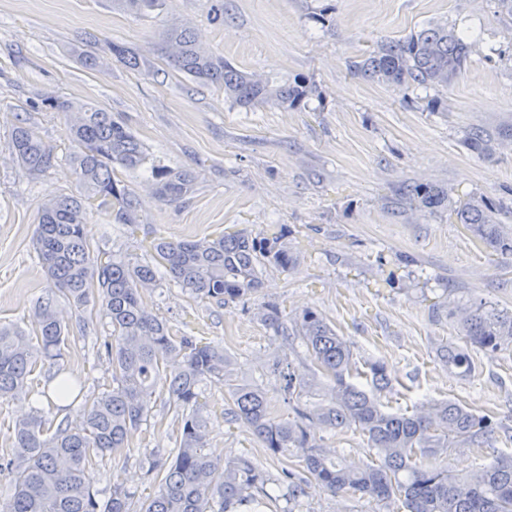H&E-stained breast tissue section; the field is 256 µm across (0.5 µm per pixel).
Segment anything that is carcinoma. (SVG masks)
I'll list each match as a JSON object with an SVG mask.
<instances>
[{
	"mask_svg": "<svg viewBox=\"0 0 512 512\" xmlns=\"http://www.w3.org/2000/svg\"><path fill=\"white\" fill-rule=\"evenodd\" d=\"M159 0H113L139 15L158 7ZM474 39L467 31L431 25L407 37L388 41L359 66L373 80L409 86H446L470 60ZM170 66L193 80L224 89V98L240 107L258 104L295 107L312 94L304 79L276 82L234 67L203 48L187 28L172 26L160 43ZM109 52L131 69L150 67L144 55L109 44ZM56 108L70 121L77 150L69 156L87 198L115 201V220L136 223L130 193L112 177L114 166L136 171L148 160L136 136L112 116L65 100ZM479 155L493 153L492 140L480 131L466 139ZM7 149L28 176L49 169L53 150L21 120ZM196 176L190 170L155 172L158 200L174 203L192 193ZM409 200L426 208L445 205L448 193L427 187L411 190ZM512 210V197L497 201L470 199L450 208V215L487 247L512 255V235L504 232L499 216ZM85 200L60 196L42 206L34 229V249L49 286L38 299L30 329L0 325V399L31 394L28 377L43 361L62 358L70 326L60 315L64 302L77 311L99 305L111 327L104 344L112 368V387L84 400L75 426L45 429L43 410L12 427L11 454L0 472L13 475V492L0 501V512H240L251 502L260 509L278 501L280 481L238 456L224 463L212 459L202 415L201 384L211 378L230 384L229 420L248 428L274 456L298 451L297 463L309 475L283 469L288 500L305 496L313 480L332 494L367 495L380 502L399 499L406 512H512V454L502 453L488 466L467 477L448 471L441 456L458 442L481 447L493 432L491 421L451 401L423 404L413 413L391 410L378 393L390 387L380 361L360 369L336 331L319 314L306 311L293 319L294 329L319 369L333 379L327 399L316 402L310 385L288 373L293 417L272 416L261 390L232 383L224 347L202 343L192 336L175 337L167 324L145 306L142 290L169 276L190 295L222 304L255 293L262 287L267 266L288 268L293 257L282 235L254 237L246 231L202 241L158 240L152 244V264H131L116 257L99 259L84 232ZM261 321L279 331L284 315L275 303L262 308ZM465 345L495 352L512 345V312L479 303L461 318ZM442 360L472 371L468 354L446 346ZM52 388L58 400H77V382L59 372ZM180 418L179 440L171 455H154L146 474L163 475L158 493L144 500L137 492L114 487L106 501L99 499L92 474L95 460L127 447L129 430L151 414L157 387ZM333 432L356 428L376 448L380 463L359 471L339 463L337 449L310 442L308 428Z\"/></svg>",
	"mask_w": 512,
	"mask_h": 512,
	"instance_id": "cac0c4a2",
	"label": "carcinoma"
}]
</instances>
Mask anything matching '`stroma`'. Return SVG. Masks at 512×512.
<instances>
[{"label": "stroma", "mask_w": 512, "mask_h": 512, "mask_svg": "<svg viewBox=\"0 0 512 512\" xmlns=\"http://www.w3.org/2000/svg\"><path fill=\"white\" fill-rule=\"evenodd\" d=\"M192 30L199 43L235 67L262 76L304 78L314 92L294 109H245L224 92L172 69L156 54L171 25ZM431 24L470 29L480 39L471 60L445 87L405 88L378 82L355 65L384 42ZM150 56L154 70L111 59L109 43ZM107 58L90 70L70 47ZM109 112L143 143L150 167L186 168L196 175L185 200L154 195L149 170L115 168L114 178L137 199L136 223H116L114 205L92 202L85 232L94 247L144 263L158 238L212 239L239 229L255 236L278 229L295 261L268 267L255 294L225 305L194 299L175 284L143 292L148 309L172 335L220 344L235 381L264 391L277 417L290 408L286 370L331 382L317 373L297 336L277 333L259 317L276 303L285 317L321 314L347 342L356 364L378 360L392 381L382 401L396 410L425 400H453L488 417L496 432L483 447L449 449L452 473L469 475L501 453H512V345L470 350V373L445 365L442 345L463 346L460 311L486 302L512 310V256H501L455 223L447 207L409 202L408 188L427 184L452 201L497 198L512 189V20L498 0H160L148 16L113 8L111 0H0V324L29 327L30 310L47 286L32 246L41 206L79 194L68 162L75 149L54 100ZM55 152L57 162L29 177L5 145L19 119ZM480 130L494 152H471L465 138ZM109 327L93 313L58 367L38 365L33 395L0 399V449L11 445L15 421L43 409L46 423L76 422L78 406L41 397L54 369L75 376L83 394L107 388L112 370L102 345ZM165 390L152 415L132 430L126 448L98 460L97 487L123 486L140 497L157 482L141 461L176 446L178 422ZM207 453L225 461L249 456L280 476L271 455L241 424L224 416V381L204 384ZM317 444L339 449L361 468L378 457L362 432L314 427ZM295 512H403L401 503L331 496L315 485Z\"/></svg>", "instance_id": "1"}]
</instances>
